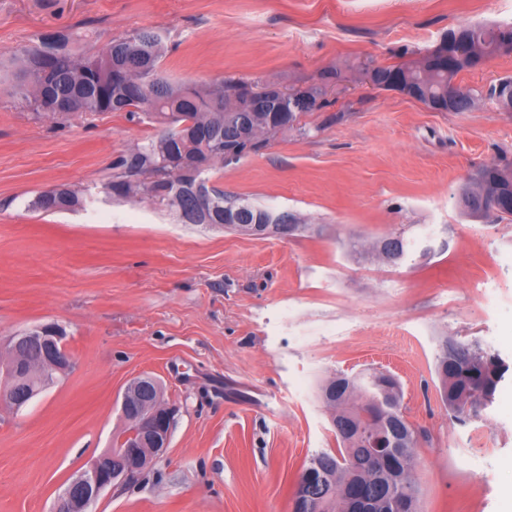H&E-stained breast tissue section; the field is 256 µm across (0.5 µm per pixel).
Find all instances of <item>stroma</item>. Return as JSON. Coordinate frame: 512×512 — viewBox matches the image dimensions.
<instances>
[{"label": "stroma", "mask_w": 512, "mask_h": 512, "mask_svg": "<svg viewBox=\"0 0 512 512\" xmlns=\"http://www.w3.org/2000/svg\"><path fill=\"white\" fill-rule=\"evenodd\" d=\"M474 23L511 24L512 0H0V344L54 322L76 361L21 411L0 407V512H52L122 428L141 373L175 409L170 445L92 512H291L306 460L337 446L320 386L365 369L394 375L421 432L418 512H512V381L462 426L435 371L448 337L512 360V216L460 205L479 169L512 168V111L486 95L512 78V53L457 76L474 95L464 112L368 77ZM140 28L161 35L171 80L318 90L297 125L214 175L302 231L111 200L113 161L159 125L122 112L58 124L15 95L13 57L37 34L81 33L86 55ZM62 184L91 193L85 209H30ZM396 235L399 260L364 253Z\"/></svg>", "instance_id": "obj_1"}]
</instances>
